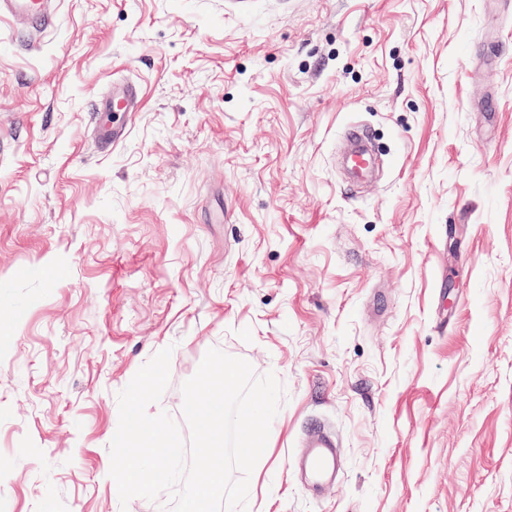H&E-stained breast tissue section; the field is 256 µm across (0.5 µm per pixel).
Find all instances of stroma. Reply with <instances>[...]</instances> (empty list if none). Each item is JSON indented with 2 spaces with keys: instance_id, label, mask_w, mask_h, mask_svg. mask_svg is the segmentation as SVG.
Returning <instances> with one entry per match:
<instances>
[{
  "instance_id": "obj_1",
  "label": "stroma",
  "mask_w": 512,
  "mask_h": 512,
  "mask_svg": "<svg viewBox=\"0 0 512 512\" xmlns=\"http://www.w3.org/2000/svg\"><path fill=\"white\" fill-rule=\"evenodd\" d=\"M1 34L0 512H165L120 502L117 395L171 349L147 412L189 437L213 347L283 386L246 512H512V0H61L39 51ZM352 120L393 159L357 190ZM96 112H105L108 118L103 124L94 126L95 138L101 148L116 149L125 140L128 133V125L120 121L121 117H131L138 111V93L131 83L120 82L112 86V91L101 97L97 102ZM337 443L333 429L317 423L306 434V451L291 459V465L305 472L319 488L324 489L336 480Z\"/></svg>"
}]
</instances>
